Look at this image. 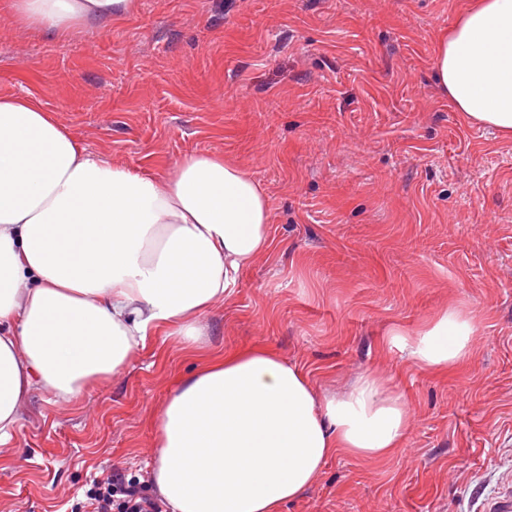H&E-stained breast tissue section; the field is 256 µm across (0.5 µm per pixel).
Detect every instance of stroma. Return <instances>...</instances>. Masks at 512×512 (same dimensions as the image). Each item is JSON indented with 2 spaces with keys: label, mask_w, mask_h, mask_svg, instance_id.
I'll list each match as a JSON object with an SVG mask.
<instances>
[{
  "label": "stroma",
  "mask_w": 512,
  "mask_h": 512,
  "mask_svg": "<svg viewBox=\"0 0 512 512\" xmlns=\"http://www.w3.org/2000/svg\"><path fill=\"white\" fill-rule=\"evenodd\" d=\"M463 0H137L101 31L0 37V93L58 112L88 153L138 167L214 151L269 198L274 248L203 322L152 337L73 402L34 393L0 447V512H88L94 480L149 481L157 414L197 360L277 350L322 393L375 371L408 403L401 448L330 460L283 512H479L512 483V140L432 80ZM472 313L440 376L388 343Z\"/></svg>",
  "instance_id": "35a3bbf8"
}]
</instances>
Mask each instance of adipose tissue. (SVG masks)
Masks as SVG:
<instances>
[{
  "label": "adipose tissue",
  "instance_id": "obj_1",
  "mask_svg": "<svg viewBox=\"0 0 512 512\" xmlns=\"http://www.w3.org/2000/svg\"><path fill=\"white\" fill-rule=\"evenodd\" d=\"M136 0H0L17 30L64 38L111 26ZM454 111L512 139V0H471L433 50ZM272 248L267 192L218 152L138 168L87 153L33 95L0 94V446L30 396L69 402L119 375L166 331L192 349L206 315ZM475 318L453 305L390 343L447 372ZM406 401L375 372L318 395L275 350L199 361L156 422L152 480L168 512H282L338 455L402 446Z\"/></svg>",
  "mask_w": 512,
  "mask_h": 512
}]
</instances>
